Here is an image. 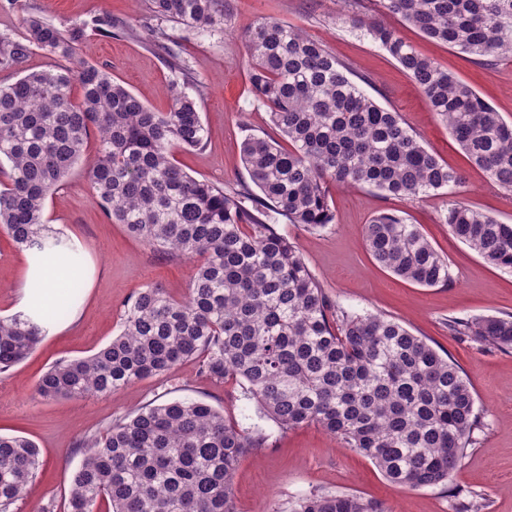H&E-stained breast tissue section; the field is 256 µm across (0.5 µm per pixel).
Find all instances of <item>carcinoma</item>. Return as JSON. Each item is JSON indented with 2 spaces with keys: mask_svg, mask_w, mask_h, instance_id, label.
<instances>
[{
  "mask_svg": "<svg viewBox=\"0 0 512 512\" xmlns=\"http://www.w3.org/2000/svg\"><path fill=\"white\" fill-rule=\"evenodd\" d=\"M151 2L154 17L191 29L211 30L228 17L226 0ZM383 2L427 38L480 60L512 55V0ZM342 22L384 49L471 164L512 191V123L396 29L355 16ZM23 26V40L0 39V65L21 63L34 47L70 58L86 29L110 36L116 28L102 18L61 30L35 15ZM245 44L251 94L281 138L250 134L242 144L257 194L198 180L176 164L174 151L200 150L207 138L196 102L176 81L168 112L151 110L90 64L32 72L0 88V159L9 163L0 166V230L19 248L37 259L71 249L46 223L45 202L94 135L88 179L107 217L162 256L198 259L185 297L138 289L121 333L92 355L53 363L36 391L44 399L109 395L194 360L201 374L254 400L277 432L316 424L394 483L446 485L480 427L469 382L397 321L336 306L271 220L321 231L334 221L333 184L410 200L451 191L463 176L300 29L262 19ZM443 221L487 263L512 270V224L459 201ZM364 237L373 260L402 279L451 280L447 258L399 214L375 215ZM448 331L512 349V314L451 317ZM46 332L34 314L0 318V372L24 361ZM271 436L201 400L149 404L80 441L66 512H237L236 468ZM38 467L31 441L0 435V512L24 500ZM289 512L388 510L356 493L315 491Z\"/></svg>",
  "mask_w": 512,
  "mask_h": 512,
  "instance_id": "carcinoma-1",
  "label": "carcinoma"
}]
</instances>
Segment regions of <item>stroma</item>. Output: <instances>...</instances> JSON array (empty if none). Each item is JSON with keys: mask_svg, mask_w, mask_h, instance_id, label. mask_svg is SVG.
I'll return each mask as SVG.
<instances>
[{"mask_svg": "<svg viewBox=\"0 0 512 512\" xmlns=\"http://www.w3.org/2000/svg\"><path fill=\"white\" fill-rule=\"evenodd\" d=\"M225 29L198 32L151 16V0H0V38L21 39L24 15L42 17L57 27L109 16L118 35L88 34L73 57L63 60L31 50L16 67L0 66V86L25 74L60 67L74 70L89 63L108 71L146 105L168 111V88L175 77L152 46L161 30L186 70L185 92L198 106L207 129L204 148L178 150V165L197 179L217 186L250 183L241 159L249 134L275 136L266 107L254 101L248 81L245 35L255 23L272 18L301 28L349 67L354 80L380 106L401 113L424 145L463 182L453 193L402 200L368 186L331 190L335 221L319 232L297 224H279L296 243L308 267L336 305L360 314L378 313L421 336L466 376L476 397L481 426L453 474L450 486L410 490L390 482L366 457L343 447L316 426L274 434L266 447L245 456L233 478L238 512H288V505L313 490L354 492L381 501L388 512H455L453 490L485 497V512H512V350L501 351L473 339L453 336L451 317L512 313V271L486 263L455 237L442 218L450 203L463 202L498 221L512 224V192L493 184L472 166L447 127L430 111L423 94L399 64L337 14L346 11L395 28L422 55L473 88L506 122H512V57L484 63L458 49L423 36L383 0H228ZM96 155L88 143L81 160L46 201L44 217L80 251L84 276L78 300H64L48 333L23 362L0 374V434L23 436L40 450V466L18 512H41L64 499L82 453L77 443L110 422L151 402L202 400L226 417L250 428L260 425L257 407L239 388L218 385L199 373L195 362L178 365L169 375L136 382L111 395L46 400L36 392L39 377L54 362L94 354L117 336L134 292L153 283L175 298L188 291L195 264L163 257L101 209L87 178ZM391 211L420 225L431 244L448 259L451 280L433 287L412 283L378 267L370 256L364 226L377 213ZM37 268L29 252L0 232V317L17 312L18 292Z\"/></svg>", "mask_w": 512, "mask_h": 512, "instance_id": "1", "label": "stroma"}]
</instances>
